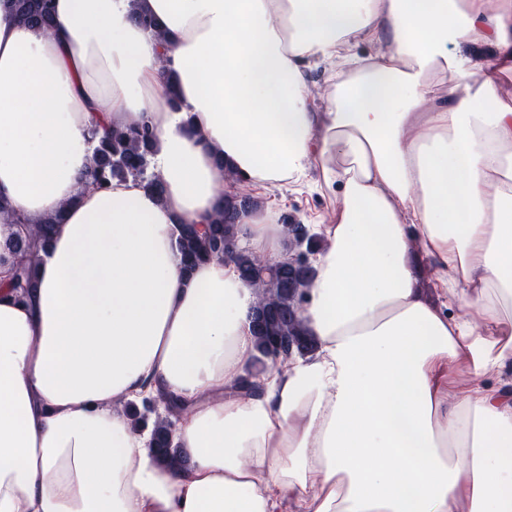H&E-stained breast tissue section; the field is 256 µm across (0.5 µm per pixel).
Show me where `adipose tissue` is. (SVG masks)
I'll list each match as a JSON object with an SVG mask.
<instances>
[{"label": "adipose tissue", "instance_id": "adipose-tissue-1", "mask_svg": "<svg viewBox=\"0 0 512 512\" xmlns=\"http://www.w3.org/2000/svg\"><path fill=\"white\" fill-rule=\"evenodd\" d=\"M362 39L384 52L314 109L310 68ZM508 81L512 0H54L47 30L0 0V241L63 216L31 300L0 267V512H512ZM145 119L161 192L88 187L99 134ZM220 158L340 198L310 227L315 348L253 394L256 289L176 245ZM239 229L284 256L276 209ZM161 392L179 468L123 410Z\"/></svg>", "mask_w": 512, "mask_h": 512}]
</instances>
